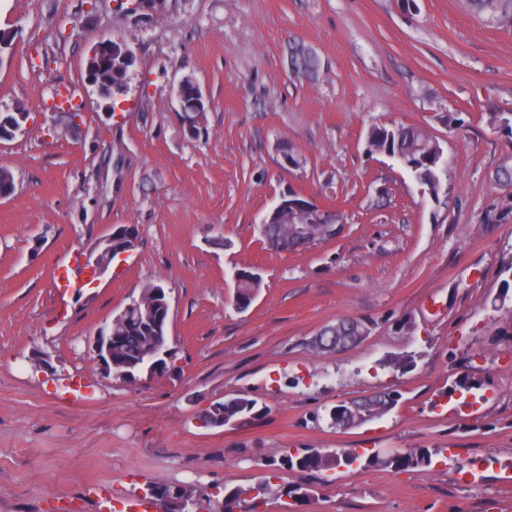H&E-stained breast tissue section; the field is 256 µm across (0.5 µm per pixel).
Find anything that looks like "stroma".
Listing matches in <instances>:
<instances>
[{"label": "stroma", "mask_w": 512, "mask_h": 512, "mask_svg": "<svg viewBox=\"0 0 512 512\" xmlns=\"http://www.w3.org/2000/svg\"><path fill=\"white\" fill-rule=\"evenodd\" d=\"M0 30V112L28 115L0 141L16 185L0 200V512H101L99 485L131 512L150 485L186 482L198 512L224 487L260 488L241 512H512V324L497 301L512 140L490 124L512 112V24L467 0H0ZM103 38L136 56L112 100L87 76ZM295 45L319 58L313 77L292 73ZM185 78L209 99L194 136L174 97ZM394 122L440 142L438 200L366 152L368 129ZM290 189L339 211L343 231L269 250L259 223ZM117 225L137 246L84 284L85 255ZM241 268L262 278L244 310ZM153 281L174 365L107 376L86 339ZM352 318L362 341L311 349ZM464 375L470 407L446 395ZM378 391L398 393L390 412L330 426L334 406ZM237 396L264 414L202 426ZM305 448L435 454L409 471L282 466Z\"/></svg>", "instance_id": "35a3bbf8"}]
</instances>
